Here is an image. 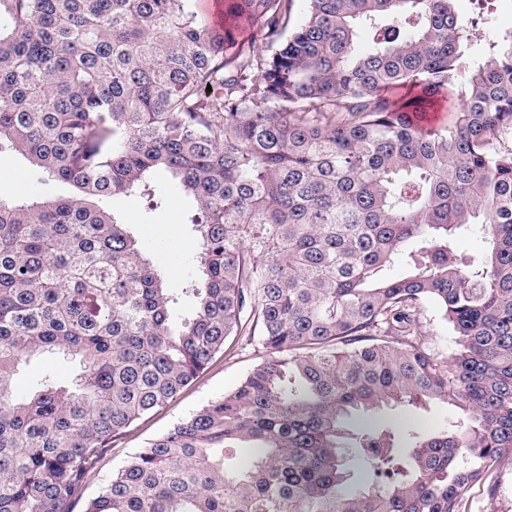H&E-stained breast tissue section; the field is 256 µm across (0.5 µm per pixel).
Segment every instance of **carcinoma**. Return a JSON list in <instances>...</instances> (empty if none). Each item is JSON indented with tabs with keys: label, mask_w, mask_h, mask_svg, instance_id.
Masks as SVG:
<instances>
[{
	"label": "carcinoma",
	"mask_w": 512,
	"mask_h": 512,
	"mask_svg": "<svg viewBox=\"0 0 512 512\" xmlns=\"http://www.w3.org/2000/svg\"><path fill=\"white\" fill-rule=\"evenodd\" d=\"M455 2L305 0L296 19L295 0H222L217 28L196 0H0V154L76 189L0 195V512H461L512 451V31L466 65L484 35ZM400 85L415 95L383 97ZM438 100L446 122L412 120ZM158 171L195 203L179 322L114 213L137 191L165 207ZM470 229L481 261L456 249ZM232 336L264 359L83 497ZM45 353L74 383L18 393ZM431 402L465 421L390 417ZM430 317L425 331L429 334L432 349L440 357H449L456 348V336L453 335L448 324L434 311ZM43 366H52L59 378L64 384H70L75 374L77 366L73 362H67L56 354H47L41 357L30 366L22 367L14 379V386L20 392H27L33 384V380L38 374V370Z\"/></svg>",
	"instance_id": "1"
}]
</instances>
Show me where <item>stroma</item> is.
I'll use <instances>...</instances> for the list:
<instances>
[{"label":"stroma","instance_id":"stroma-1","mask_svg":"<svg viewBox=\"0 0 512 512\" xmlns=\"http://www.w3.org/2000/svg\"><path fill=\"white\" fill-rule=\"evenodd\" d=\"M456 8L463 18L479 19L485 35L484 41L475 43L468 50V61H484L489 42L512 30V0H456ZM154 181L167 194L168 206L157 211L152 221H144V201L136 194L117 201L115 210L128 224L134 237L144 245L165 286L175 290L181 288L185 278L192 273L193 266L187 257L198 248L197 241L190 239L184 223L192 209V201L177 181L166 173H157ZM36 190L39 189L23 158L0 155V191L21 198L32 196ZM263 355L259 345L247 344L246 340L227 343L223 354L217 355L166 408L142 417L125 436L113 440L112 455L90 476L85 496L95 495L112 470L150 439L167 431L207 402L233 390L253 366L261 362ZM395 416L421 433L449 428L458 419L456 411L442 404L406 408L396 411ZM464 508L465 512H512V454H506L502 463L490 467L484 481L470 489Z\"/></svg>","mask_w":512,"mask_h":512}]
</instances>
